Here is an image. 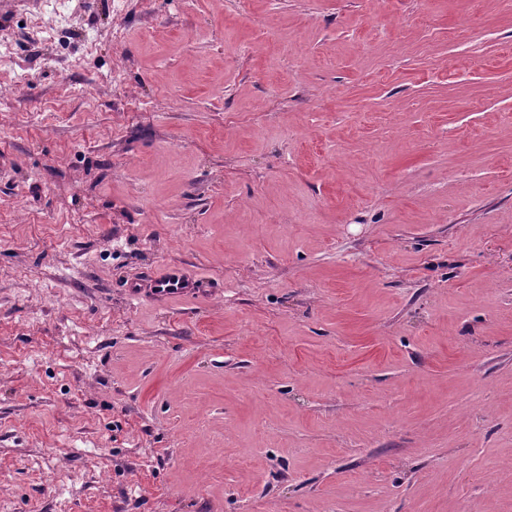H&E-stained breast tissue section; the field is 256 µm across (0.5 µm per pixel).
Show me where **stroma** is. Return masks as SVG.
I'll list each match as a JSON object with an SVG mask.
<instances>
[{"instance_id":"1","label":"stroma","mask_w":512,"mask_h":512,"mask_svg":"<svg viewBox=\"0 0 512 512\" xmlns=\"http://www.w3.org/2000/svg\"><path fill=\"white\" fill-rule=\"evenodd\" d=\"M54 8L0 0V512H512V0ZM125 288L130 296L147 292L157 298L194 296L202 291L196 280L176 272L159 275L150 273L127 283Z\"/></svg>"}]
</instances>
